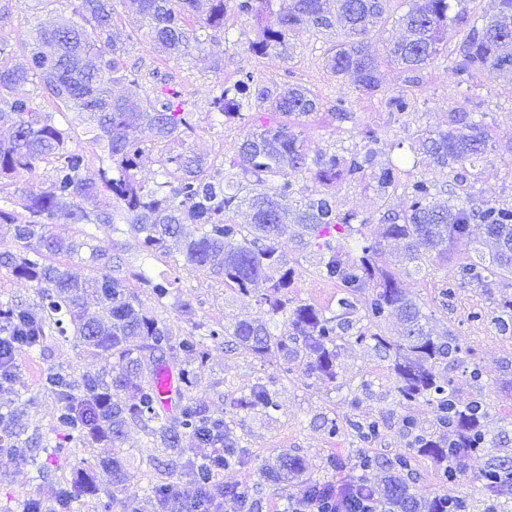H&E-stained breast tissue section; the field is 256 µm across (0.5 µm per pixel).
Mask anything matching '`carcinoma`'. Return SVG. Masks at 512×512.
<instances>
[{"instance_id": "1", "label": "carcinoma", "mask_w": 512, "mask_h": 512, "mask_svg": "<svg viewBox=\"0 0 512 512\" xmlns=\"http://www.w3.org/2000/svg\"><path fill=\"white\" fill-rule=\"evenodd\" d=\"M279 8H273V2ZM72 16H59L51 27L35 31L25 44L27 63H10V51L0 39V127L11 135L0 140V180L51 167L45 187L25 190L26 215L0 207V224H8L19 245L16 252L0 251V268L32 284L38 301L19 305L0 302V341L17 354L49 351L57 336H74L88 353L109 370L75 377L49 368L43 382L57 398L55 441L27 435V403L14 391L15 373L0 366V392L15 399L0 410V457L25 462L45 481L50 472L46 456H78L86 448L105 444L115 452L103 460L112 473V491L104 493L101 512H181L194 498L210 491L216 474L240 465L245 449L225 421L196 402L200 385L197 368L210 356V344L241 347L261 360H276L286 374L302 372L333 384L339 376L338 349L344 342L371 341L390 360L393 393L405 409L402 431L407 448L381 462L366 448L355 452L356 474L338 484L306 475L304 460L288 451L263 465L269 482H287L296 497L332 501L343 488L352 490L349 512L374 501L384 512H469V496L458 490L468 460L489 453L485 425L492 406L484 396L483 372L453 331L429 327L424 305L399 287L398 274H419L445 268L448 277L440 291L446 301L465 286L481 289L493 300L491 312L471 313L474 320L491 319L497 332L512 336V206L477 202L473 193L483 166L495 148L490 127L474 113L449 112L448 128L419 129L411 149L413 166L448 170L454 187L421 175L402 181L407 170L390 161L375 162L381 137L366 125L360 142L344 152L310 156L302 128L319 111L320 98L301 85L266 86L253 69L239 71L232 84L220 86L211 111L230 120L243 117L252 104L264 113L252 118L237 157L221 172L208 154L175 149L195 132L193 112L176 92L161 88L143 97L136 80L125 74L124 46L112 38L115 0H70ZM394 0H131L136 30L147 29L153 45L169 58L191 55L193 44L224 29V16L233 13L257 26L247 51L264 57L283 55L289 40L305 28L315 35H336L325 66L339 79H350L354 90L368 96L380 92L378 71L385 61L418 74L441 57L451 35L458 36L454 53L459 82L481 74H512V0H490L477 12L472 0H407L397 13ZM405 35L386 47L381 59L369 50L370 41L388 24ZM127 82L121 96L112 84ZM75 112L85 126L86 144L100 148L110 161L98 175H87L89 157L70 146V132L57 127L42 101ZM393 127L405 131L413 102L403 92L381 99ZM163 154L164 181L148 186L136 178L142 157L153 148ZM313 178L323 190L301 195V179ZM367 182L385 212L379 231L368 232L369 220L356 211L336 209V187ZM448 195V205L432 199ZM398 205H390L393 196ZM92 201L88 210L82 202ZM250 223L238 224L242 207ZM126 224L151 254L183 256L191 270L207 271L243 298H256L262 316L241 319L230 327L218 323L207 333L179 336L146 308L132 281L149 290L154 302L165 305L172 283L143 271H122L119 262L88 241L54 237L51 224ZM285 224L300 226L299 246L315 260L319 274L336 282V310L312 304L290 306L288 288L298 276L277 239ZM484 226V239L471 238V225ZM401 250L402 267L392 271L379 264V255L392 246ZM89 250L87 262L103 270L91 275L86 266L62 263ZM266 284L264 292L256 285ZM92 295L98 313L86 312L84 298ZM395 316L399 336L385 334L383 325ZM181 353L177 378L184 397L174 415L160 411L156 388L158 368L167 357ZM426 405L429 418L413 409ZM236 410L269 415L278 410L277 393L256 383L234 398ZM142 426L152 442L176 456L169 480L141 494L132 489L121 455L128 424ZM323 432L336 437L352 429L368 445L382 435L383 420L325 418ZM218 447L217 455L185 457L184 442ZM491 454V453H489ZM426 457L438 466L441 491L421 496L415 491L419 473L414 465ZM72 479L59 484L54 505L46 512H72V503L98 493L93 466L80 459ZM476 481L487 496L485 512H500L512 498V448H496Z\"/></svg>"}]
</instances>
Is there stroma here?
Instances as JSON below:
<instances>
[{"mask_svg":"<svg viewBox=\"0 0 512 512\" xmlns=\"http://www.w3.org/2000/svg\"><path fill=\"white\" fill-rule=\"evenodd\" d=\"M11 15L10 24L0 31V39L8 43L15 61L21 62L33 25L52 21L55 14L42 8L38 0H12ZM116 33L129 41L124 67L138 79L141 94H152L163 86L179 92L189 102L197 126V135L187 141V148L207 152L218 168H228L235 158L244 126L217 118L210 110V102L220 83L235 80L243 68L261 71L268 85L298 84L319 94L321 110L304 132L310 153L338 152L354 146L356 126L367 124L378 129L383 139L379 162L410 154V133L397 132L389 126L388 114L377 98L359 95L336 82L324 66L329 40L313 38L308 30L296 34L293 55L288 60L277 55L258 58L247 54L245 48L254 39L255 31L252 24L232 15L227 16L224 31L215 32L212 38L193 48L190 58L178 61L165 57L148 39L134 34L129 20L119 22ZM457 63L452 55L440 58L422 71L416 86L410 83L408 73L381 65V90L387 94L404 90L412 96L415 126L419 129L446 128L448 114L454 108L482 113L492 130L496 152L483 169L475 188L476 197L511 205L512 78L493 80L483 75L474 83L462 84L455 73ZM340 98L348 101L355 122L340 123L333 119ZM336 205L339 210L353 209L368 217L369 232L377 231L380 202L373 188L364 184L341 187L336 191ZM93 233L95 246L112 253L123 265L176 280V294L179 300L190 302L192 316L182 315L170 304L154 307L149 299L144 305L153 308L155 315L170 324L178 335L197 328L204 330L216 323L229 325L259 314L255 303L239 299L221 278L187 269L179 254L147 255L139 238L127 232L125 225H101ZM297 233V226L289 225L278 240L280 251L299 272L288 297L295 304L313 303L334 310L337 288L320 278L309 254L299 248ZM444 279V270L433 268L418 275L401 276L400 286L423 303L438 323L448 325L475 351L484 371V394L492 406L488 428L491 435L512 445V394L500 389L501 382L512 377V337L499 335L489 321L471 320L473 310L489 305L487 295L480 289H457L448 304H441L439 290ZM339 365L340 377L331 385L298 372L283 373L277 364L260 361L240 348L212 349L209 361L200 370L201 384L196 397L201 403L211 411H223L226 402L260 380L273 381L279 403L278 411L270 417L253 411L235 417L233 428L247 456L241 465L219 473L213 494H220L225 487L247 484L255 490L253 512H285L288 493L282 486L263 480V464L287 450L305 460L311 477L321 478L325 475L322 462L328 455L335 453L348 458L361 445L348 429L336 437H327L318 428L324 416H385L387 426L372 446L373 455L384 459L405 448L407 439L399 424L403 410L393 396L388 358L370 344L351 342L341 349ZM50 366L79 375L101 371L103 363L72 337L51 342L47 357L19 358L15 387L31 400L25 420L30 431L46 438L52 434L57 411L54 392L41 381L43 371ZM122 450L131 462V483L135 489L145 490L168 479L167 451L153 447L138 425H129ZM74 464V458L66 455L52 459L55 480L40 482L34 480L29 466L0 458V504L29 497L52 503L59 480L71 478Z\"/></svg>","mask_w":512,"mask_h":512,"instance_id":"obj_1","label":"stroma"}]
</instances>
